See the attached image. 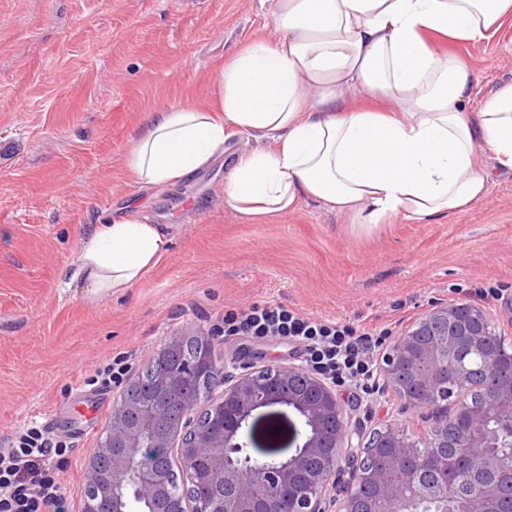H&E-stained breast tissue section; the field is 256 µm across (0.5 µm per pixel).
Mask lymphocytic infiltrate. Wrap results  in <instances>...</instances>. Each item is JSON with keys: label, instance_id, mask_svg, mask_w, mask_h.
<instances>
[{"label": "lymphocytic infiltrate", "instance_id": "f902f5d3", "mask_svg": "<svg viewBox=\"0 0 512 512\" xmlns=\"http://www.w3.org/2000/svg\"><path fill=\"white\" fill-rule=\"evenodd\" d=\"M225 336L279 339L295 345L313 371L339 383L368 389L372 383V354L387 331L317 319L268 304L225 311ZM68 450L47 427L33 426L0 448V512H61L65 488L54 458Z\"/></svg>", "mask_w": 512, "mask_h": 512}]
</instances>
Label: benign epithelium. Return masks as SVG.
Segmentation results:
<instances>
[{
	"label": "benign epithelium",
	"instance_id": "1",
	"mask_svg": "<svg viewBox=\"0 0 512 512\" xmlns=\"http://www.w3.org/2000/svg\"><path fill=\"white\" fill-rule=\"evenodd\" d=\"M489 312L459 302H433L380 350L368 402L392 405L368 439L352 427L357 405L336 383L295 363L253 365L236 373L222 365L213 386L188 392L213 373L214 341L195 332L188 355L183 336L169 338L151 359L152 389L138 377L113 399L103 437L85 466L82 512H129L131 499L149 512H414L421 500L470 490L448 512H502L512 501V455L494 451L485 426L512 428V369L499 371L503 349L490 340ZM493 384L476 402L452 405L448 385L476 376ZM279 405L307 428L294 454L253 465L248 483L253 412ZM145 448H169L146 466Z\"/></svg>",
	"mask_w": 512,
	"mask_h": 512
}]
</instances>
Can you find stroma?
I'll return each instance as SVG.
<instances>
[{"label":"stroma","instance_id":"1","mask_svg":"<svg viewBox=\"0 0 512 512\" xmlns=\"http://www.w3.org/2000/svg\"><path fill=\"white\" fill-rule=\"evenodd\" d=\"M273 34L262 0H0V448L53 421L71 445L60 464L70 512L118 393L96 372L127 351L140 370L170 337L215 330L225 310L280 304L395 334L434 301L466 302L512 342V177L427 224H353L312 201L245 224L224 204V178L260 142L237 134L204 171L135 183L125 155L149 116L211 105L213 73ZM429 43L469 64L478 94L512 81V25L478 45ZM134 211L169 248L126 292L92 298L69 277L81 240ZM216 352L300 360L271 339H221Z\"/></svg>","mask_w":512,"mask_h":512}]
</instances>
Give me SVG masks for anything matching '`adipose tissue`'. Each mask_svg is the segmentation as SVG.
Instances as JSON below:
<instances>
[{"label":"adipose tissue","mask_w":512,"mask_h":512,"mask_svg":"<svg viewBox=\"0 0 512 512\" xmlns=\"http://www.w3.org/2000/svg\"><path fill=\"white\" fill-rule=\"evenodd\" d=\"M274 38L257 36L213 79L215 107L162 109L125 163L145 187L183 179L223 156L229 132L274 143L241 153L224 200L257 224L305 199L356 224H424L480 201L493 170L512 171V82L478 111L476 76L430 36L478 44L512 22V0H270ZM358 98L386 101L377 112ZM488 149L493 166L479 163ZM169 241L142 214L82 240L72 274L96 296L138 283Z\"/></svg>","instance_id":"1"}]
</instances>
